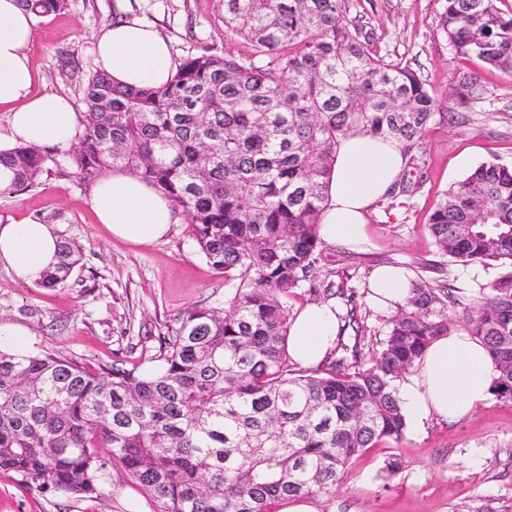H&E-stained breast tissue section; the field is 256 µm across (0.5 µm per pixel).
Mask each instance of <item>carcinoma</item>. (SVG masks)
<instances>
[{
  "label": "carcinoma",
  "mask_w": 512,
  "mask_h": 512,
  "mask_svg": "<svg viewBox=\"0 0 512 512\" xmlns=\"http://www.w3.org/2000/svg\"><path fill=\"white\" fill-rule=\"evenodd\" d=\"M20 2L41 18L68 0ZM347 9L348 0H225L224 25L249 55L203 48L160 88L119 86L101 70L88 77L72 166L85 178L122 169L169 198L224 275V307L185 312L146 374L0 350V470L40 492L94 499L110 459L154 512H278L293 498L331 496L355 456L402 440L397 381L456 322L487 349L490 394L512 401V167H474L428 217L449 261L500 268L477 308L465 285L417 273L374 349L351 277L321 278V213L339 141L400 142L406 162L384 195L391 208L423 184L420 139L442 115L415 70L370 52ZM441 27L456 56L512 77V10L447 0ZM483 95L480 76L467 72L448 104L469 108ZM51 161L33 145L0 150V185L28 191ZM80 260L61 240L38 286L64 287ZM302 288L338 308L335 346L310 368L288 353V299ZM451 307L462 315L450 318Z\"/></svg>",
  "instance_id": "obj_1"
}]
</instances>
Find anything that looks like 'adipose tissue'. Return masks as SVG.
Instances as JSON below:
<instances>
[{"mask_svg": "<svg viewBox=\"0 0 512 512\" xmlns=\"http://www.w3.org/2000/svg\"><path fill=\"white\" fill-rule=\"evenodd\" d=\"M36 36V19L18 0H0V106H9L0 130V150L17 143L42 146L69 143L77 117L67 98L32 95L34 72L27 49ZM95 55L101 71L119 84L164 86L176 70L167 41L151 26L130 19L109 26L98 38ZM404 165L400 144L362 135L341 140L326 189L320 235L357 248L368 240L365 217ZM91 206L112 237L146 245L159 241L176 221L172 205L147 182L122 170L100 176ZM59 240L49 225L28 220L0 225V263L24 283L42 279L57 261ZM410 275L397 267L376 269L369 279V301L389 312L405 302ZM337 333L332 303L303 307L292 321L288 349L302 366L318 364ZM493 370L483 342L452 330L438 337L398 383L407 418L415 425L438 418L458 420L485 400Z\"/></svg>", "mask_w": 512, "mask_h": 512, "instance_id": "ef3b65f1", "label": "adipose tissue"}]
</instances>
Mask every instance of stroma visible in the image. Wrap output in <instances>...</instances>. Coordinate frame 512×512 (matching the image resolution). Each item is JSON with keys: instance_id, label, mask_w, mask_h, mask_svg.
Returning a JSON list of instances; mask_svg holds the SVG:
<instances>
[{"instance_id": "35a3bbf8", "label": "stroma", "mask_w": 512, "mask_h": 512, "mask_svg": "<svg viewBox=\"0 0 512 512\" xmlns=\"http://www.w3.org/2000/svg\"><path fill=\"white\" fill-rule=\"evenodd\" d=\"M446 0H350L348 16L373 54L409 65L447 101L456 73H479L483 100L435 119L421 151L424 183L391 210L372 207L369 245L347 253L336 242L326 268L348 271L363 287L371 269L397 264L417 269L437 259L428 215L443 190L472 168L512 164V79L476 59L455 57L441 26ZM132 15L158 29L175 59L202 47L247 55L250 46L224 25V0H69L65 10L37 21L28 48L36 74L34 94L66 96L82 112L81 86L97 69L95 43L106 27ZM56 165L27 192H0V225L26 218L50 225L80 247L82 260L67 285L46 289L19 282L0 264V324L26 329L25 352L57 353L95 369L103 364L151 370L160 339L181 314L198 305L223 307L224 277L185 235V220L152 244L112 238L91 207L94 180L67 164L72 147H50ZM403 470L389 477L390 456ZM319 512H512V403L487 398L456 422L408 426L399 443H381L346 467L334 497L317 500ZM0 512H153L148 497L123 468L108 464L99 498L41 493L0 471Z\"/></svg>"}]
</instances>
